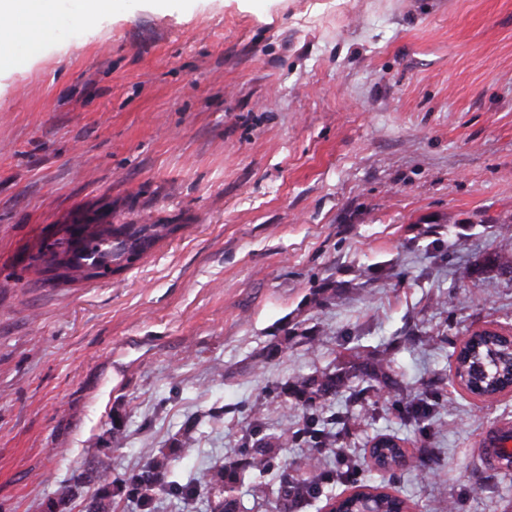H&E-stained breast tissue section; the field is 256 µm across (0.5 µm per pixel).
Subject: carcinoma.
Segmentation results:
<instances>
[{"label": "carcinoma", "instance_id": "cac0c4a2", "mask_svg": "<svg viewBox=\"0 0 512 512\" xmlns=\"http://www.w3.org/2000/svg\"><path fill=\"white\" fill-rule=\"evenodd\" d=\"M179 224H83L76 228L68 225L63 235L44 245L50 261L47 268H63L55 276L57 281L91 280L108 268L119 273L126 267L128 255L142 256L158 242L176 233ZM500 336L492 332L476 344H467L456 356V370L471 375L473 366L479 362L488 364L490 376L477 384L468 379L461 386L476 396H490L501 391L512 382V360L499 366L488 359L491 350H501ZM395 385L391 367L384 359L370 360L356 357L351 365V374L341 377L334 372H322L309 376L293 385L279 386V395L292 396L308 412L306 427L302 433L312 451L292 463H280L281 448L294 438V432L282 428L274 434L260 435L261 405L250 408L251 429L244 437L242 448L235 458L219 466L202 470L187 485L166 483L164 478L172 471L177 458L190 452L188 448H172L160 452L137 471L112 476L108 455L98 458L90 479L96 481L103 494L91 498L87 512H109L112 502L109 497L126 499L135 504L138 512H155L154 494L158 486L164 487L183 498H194L206 491L217 498L214 512H240V501L236 495L238 486L246 474L254 473L262 478L272 473L275 483L263 481L253 486L256 499L268 503L283 512H302L311 501L318 498L329 483L347 481L351 477L347 461H341V469L327 467L318 449L331 438L326 425L329 420L320 419L318 411L336 397L341 389L349 390L347 400L353 404L363 403L369 394L378 393ZM438 401L428 397L409 406L408 418L421 422L427 419ZM380 438H375L370 448V458L377 468L387 471L392 465L401 464L406 450L401 446L380 448ZM406 502L387 492L365 495L355 493L337 500V512H402Z\"/></svg>", "mask_w": 512, "mask_h": 512}]
</instances>
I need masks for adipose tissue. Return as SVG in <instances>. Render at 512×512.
Returning a JSON list of instances; mask_svg holds the SVG:
<instances>
[{
  "label": "adipose tissue",
  "mask_w": 512,
  "mask_h": 512,
  "mask_svg": "<svg viewBox=\"0 0 512 512\" xmlns=\"http://www.w3.org/2000/svg\"><path fill=\"white\" fill-rule=\"evenodd\" d=\"M57 18V0H0V78L8 77L15 63L8 52L29 36L42 43Z\"/></svg>",
  "instance_id": "ef3b65f1"
}]
</instances>
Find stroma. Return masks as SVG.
<instances>
[{"label": "stroma", "instance_id": "1", "mask_svg": "<svg viewBox=\"0 0 512 512\" xmlns=\"http://www.w3.org/2000/svg\"><path fill=\"white\" fill-rule=\"evenodd\" d=\"M58 0L53 47L0 90V512H84L94 458L170 480L233 458L276 388L390 360L401 391L336 427L412 512H512L481 432L512 392L454 377L478 328L512 330V0ZM176 224L123 273L45 281L48 229ZM471 274L460 278L461 268ZM282 352L266 359L268 344ZM432 417L405 421L422 394ZM418 469L381 473L365 442Z\"/></svg>", "mask_w": 512, "mask_h": 512}]
</instances>
